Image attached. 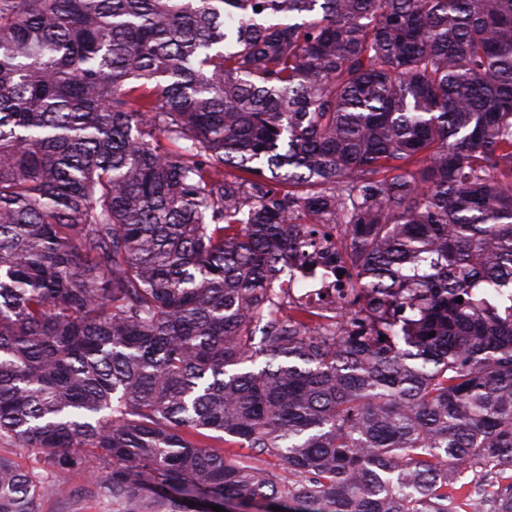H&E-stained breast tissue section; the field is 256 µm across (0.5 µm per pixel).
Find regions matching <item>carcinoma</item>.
<instances>
[{
	"label": "carcinoma",
	"mask_w": 512,
	"mask_h": 512,
	"mask_svg": "<svg viewBox=\"0 0 512 512\" xmlns=\"http://www.w3.org/2000/svg\"><path fill=\"white\" fill-rule=\"evenodd\" d=\"M0 442V512H512V0H0ZM307 282L298 283L296 288L290 289V297L299 305L306 306L316 313L325 315V318L333 320L336 315V323L342 321L340 317V297L334 287L332 279L327 281H314L303 288ZM325 294V297H321Z\"/></svg>",
	"instance_id": "obj_1"
}]
</instances>
